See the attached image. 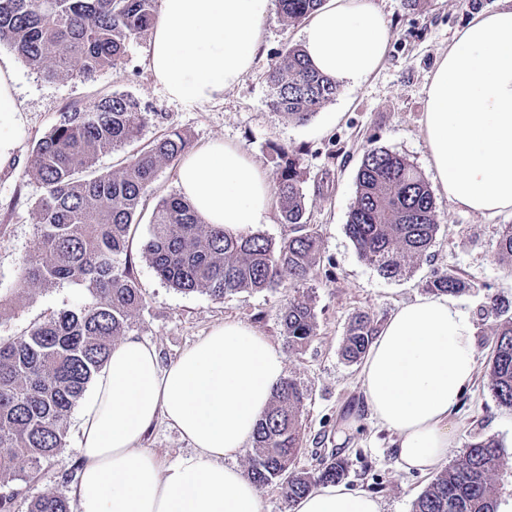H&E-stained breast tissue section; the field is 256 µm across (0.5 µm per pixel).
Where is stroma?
<instances>
[{
	"instance_id": "35a3bbf8",
	"label": "stroma",
	"mask_w": 512,
	"mask_h": 512,
	"mask_svg": "<svg viewBox=\"0 0 512 512\" xmlns=\"http://www.w3.org/2000/svg\"><path fill=\"white\" fill-rule=\"evenodd\" d=\"M390 26L384 59L375 73L357 85L341 84L336 97L306 123L285 120L268 107L271 63L288 47L301 43L302 23L282 21L271 9L262 33V48L253 68L222 97L205 104L170 98L147 68L149 36L127 46L121 70L105 68L92 79L79 73L49 79L30 68L7 45L0 56L12 65L18 113L0 119L10 130L12 149L0 161V336H13L62 309L82 306L84 290L59 285L31 296H15L24 257L36 236V203L44 189L30 171L34 142L65 113L115 93L137 100L156 113L141 139L149 141L167 129L185 133L192 146L223 138L240 145L265 169H272L271 149L298 152L306 171V218L318 232L321 258L311 279L298 293L308 297L316 314V334L292 350L283 334L281 312L296 291L288 286L243 291L216 300L202 292L185 293L162 281L142 256L150 230L147 223L159 200L177 193V167L159 169L140 203L142 222L135 227L128 252L145 297L131 333L154 345L163 361L207 334L215 325L238 320L254 327L283 350L285 375L308 393L302 409V449L298 469L317 472L321 461L339 456L348 463L342 480L352 490L379 497L384 512H412V504L430 476L405 472L393 448L394 436L369 417L359 380L360 364L344 359L341 349L354 316L369 314L384 324L401 304L428 295L434 271L448 268L468 285L456 294L475 326L477 367L474 380L448 418L453 435L449 460H456L479 439L492 438L505 450L496 473L500 512H512V409L498 404L489 388L494 301L512 302V267L496 259L503 225L512 213L483 217L454 206L434 193L438 231L425 255L411 262L402 276L386 279L363 262L346 232L356 195V176L364 152L382 147L414 164L426 182H433L424 140L427 89L439 58L456 33L497 0H374ZM145 445L166 463L189 456L193 449L179 432L161 423Z\"/></svg>"
}]
</instances>
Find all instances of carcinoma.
Returning <instances> with one entry per match:
<instances>
[{"instance_id": "obj_1", "label": "carcinoma", "mask_w": 512, "mask_h": 512, "mask_svg": "<svg viewBox=\"0 0 512 512\" xmlns=\"http://www.w3.org/2000/svg\"><path fill=\"white\" fill-rule=\"evenodd\" d=\"M321 0H278L287 22L309 16ZM157 0H0V43L49 78L76 70L86 78L104 68L122 69L127 44L147 32ZM269 107L304 124L333 100L339 83L312 70L302 49H289L270 68ZM151 113L125 95L104 97L38 139L30 172L44 188L36 205L37 234L19 278L18 295L70 284L87 301L34 323L19 335L0 336V489L45 473L67 446L68 413L107 361L112 345L129 332L145 298L127 257L138 224L142 196L161 165L176 162L191 146L171 129L146 143L123 166L105 174L98 156L139 139ZM274 188L283 224L295 235L276 244L247 230L236 237L204 223L179 195L162 198L153 210L143 257L157 276L184 292H204L216 300L247 290L306 282L320 260L321 242L309 228L303 184L306 172L297 152L272 148ZM347 231L357 253L383 277L403 274L406 265L431 246L437 232L433 196L407 159L382 148L365 151ZM497 258L512 266V224L504 225ZM466 283L453 270L434 278V295L458 294ZM512 307L498 304L489 388L497 402L512 408ZM292 349L315 335L308 299H288L281 315ZM377 328L367 314L347 330L342 355L360 360ZM304 392L291 379L274 390L270 408L257 427L248 476L260 487L276 480L293 501L318 483L343 479L346 463L333 458L318 475L295 468L300 450ZM504 449L480 439L414 500L412 512H497L493 476ZM26 512H70L67 498L51 481L27 501Z\"/></svg>"}]
</instances>
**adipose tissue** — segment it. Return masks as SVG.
Here are the masks:
<instances>
[{
	"mask_svg": "<svg viewBox=\"0 0 512 512\" xmlns=\"http://www.w3.org/2000/svg\"><path fill=\"white\" fill-rule=\"evenodd\" d=\"M271 0H161L147 67L176 100L207 103L251 70ZM390 38L372 0H324L302 31L321 74L359 83ZM424 138L440 191L480 216L512 213V0L475 15L438 63L427 91ZM178 188L208 224L236 234L270 219L266 171L237 144L214 139L178 164ZM476 372L474 324L444 295L420 296L389 316L360 381L370 418L395 436L405 470L448 460V417ZM283 353L250 325L213 327L175 360L135 337L114 343L78 424L82 466L75 512H264L262 493L236 465L253 442ZM194 453L161 465L142 442L157 422ZM293 512H383L380 498L342 485L314 488Z\"/></svg>",
	"mask_w": 512,
	"mask_h": 512,
	"instance_id": "obj_1",
	"label": "adipose tissue"
}]
</instances>
